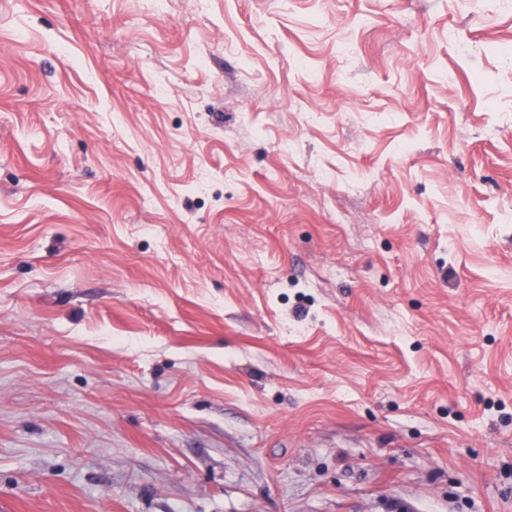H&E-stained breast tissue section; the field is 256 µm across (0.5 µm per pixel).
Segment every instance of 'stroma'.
I'll return each instance as SVG.
<instances>
[{
    "instance_id": "obj_1",
    "label": "stroma",
    "mask_w": 512,
    "mask_h": 512,
    "mask_svg": "<svg viewBox=\"0 0 512 512\" xmlns=\"http://www.w3.org/2000/svg\"><path fill=\"white\" fill-rule=\"evenodd\" d=\"M512 0H0V512H512Z\"/></svg>"
}]
</instances>
